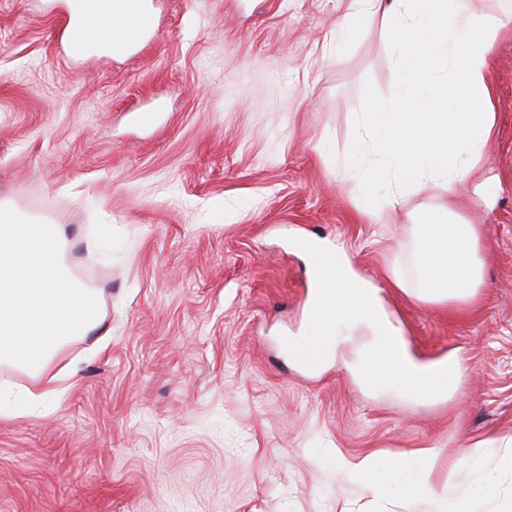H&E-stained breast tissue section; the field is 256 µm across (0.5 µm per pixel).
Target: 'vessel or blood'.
Here are the masks:
<instances>
[{
  "mask_svg": "<svg viewBox=\"0 0 512 512\" xmlns=\"http://www.w3.org/2000/svg\"><path fill=\"white\" fill-rule=\"evenodd\" d=\"M130 16L131 22L115 29L108 52L125 53L139 46L152 31L148 0H83L78 14L69 16V48L73 56L92 54L88 30L110 21L113 13Z\"/></svg>",
  "mask_w": 512,
  "mask_h": 512,
  "instance_id": "vessel-or-blood-1",
  "label": "vessel or blood"
}]
</instances>
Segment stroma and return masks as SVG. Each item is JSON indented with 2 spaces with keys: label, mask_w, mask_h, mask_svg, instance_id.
Masks as SVG:
<instances>
[{
  "label": "stroma",
  "mask_w": 512,
  "mask_h": 512,
  "mask_svg": "<svg viewBox=\"0 0 512 512\" xmlns=\"http://www.w3.org/2000/svg\"><path fill=\"white\" fill-rule=\"evenodd\" d=\"M76 2L0 0V201L63 225L112 334L66 347L77 374L47 414L0 419V512H442L488 472L471 512H512V31L471 183L428 182L378 216L342 158L361 113L413 109L381 15L341 32L345 0H150L141 49L77 58ZM451 215L480 234L471 305L416 297V227ZM297 235L344 249L418 358L459 359L456 389L371 390L345 346L315 370L292 359L282 339L306 333L312 300ZM424 449L426 494L353 473Z\"/></svg>",
  "instance_id": "1"
}]
</instances>
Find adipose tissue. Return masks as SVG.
Masks as SVG:
<instances>
[{
    "mask_svg": "<svg viewBox=\"0 0 512 512\" xmlns=\"http://www.w3.org/2000/svg\"><path fill=\"white\" fill-rule=\"evenodd\" d=\"M377 10L387 20L397 50L415 48L407 60L410 83L421 112L380 109L363 113L359 134L367 135L372 153L361 143L343 158L360 181L376 186L379 210L397 203V187L441 182L453 192L472 176L486 147L496 136V114L489 55L502 31L512 26V0H496L477 10L465 0H348L347 16ZM448 67V80L432 84L426 72ZM465 104L448 111L449 102ZM407 137L398 138V129ZM468 155L462 164L460 155ZM389 177L377 179L378 170ZM416 262L423 273L420 300L467 304L480 294L484 268L476 225L433 221L417 228ZM69 241L60 224L22 223L0 203V364L34 373L38 384L0 397V416L38 417L59 403L75 373L54 364L72 341L104 335L103 316L93 289L70 272Z\"/></svg>",
    "mask_w": 512,
    "mask_h": 512,
    "instance_id": "ef3b65f1",
    "label": "adipose tissue"
}]
</instances>
